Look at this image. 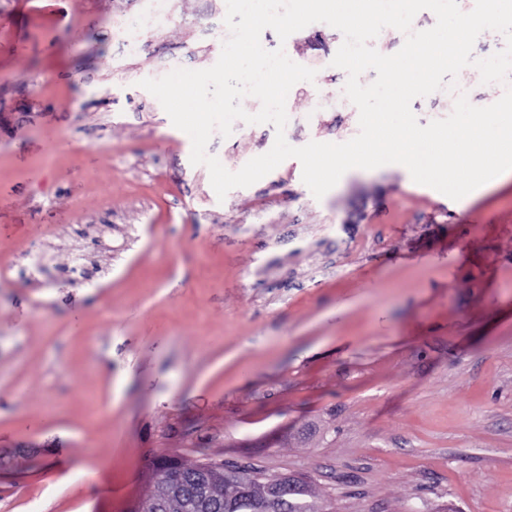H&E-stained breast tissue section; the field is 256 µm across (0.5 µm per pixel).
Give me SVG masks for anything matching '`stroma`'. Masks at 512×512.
I'll list each match as a JSON object with an SVG mask.
<instances>
[{
	"label": "stroma",
	"instance_id": "35a3bbf8",
	"mask_svg": "<svg viewBox=\"0 0 512 512\" xmlns=\"http://www.w3.org/2000/svg\"><path fill=\"white\" fill-rule=\"evenodd\" d=\"M0 0V512H128L150 459L306 476L333 512H512V180L461 209L398 167L315 198L289 158L218 199L140 82L213 66L225 0ZM287 142L360 131L314 23ZM420 125L497 101L476 67ZM235 122L209 155L268 152ZM151 2L152 6L147 15L135 21L127 22L124 25H119V32L121 34L127 33V38L132 46L138 45L139 35L143 27L153 28L160 26L165 24L170 18L168 0H151Z\"/></svg>",
	"mask_w": 512,
	"mask_h": 512
}]
</instances>
